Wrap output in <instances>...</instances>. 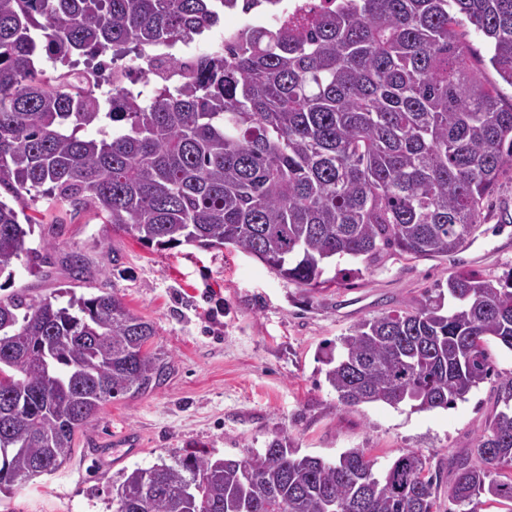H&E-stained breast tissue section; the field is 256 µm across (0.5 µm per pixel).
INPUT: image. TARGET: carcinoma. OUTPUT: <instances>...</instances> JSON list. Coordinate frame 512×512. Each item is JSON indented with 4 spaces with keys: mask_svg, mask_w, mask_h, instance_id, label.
I'll list each match as a JSON object with an SVG mask.
<instances>
[{
    "mask_svg": "<svg viewBox=\"0 0 512 512\" xmlns=\"http://www.w3.org/2000/svg\"><path fill=\"white\" fill-rule=\"evenodd\" d=\"M238 0H0V190L45 198L156 246L232 245L302 288L341 286L326 266L370 270L391 255H446L468 242L505 166L512 106L470 61L512 86V0H331L276 26L242 27L234 45L166 74L116 104L102 95L112 52L148 63L220 25ZM0 199V274L48 254L25 245L36 219ZM361 268V269H363ZM356 268L354 272L359 273ZM60 304L0 299V358L17 381L0 404L34 402L0 458V494L71 456L75 435L119 395L162 386L168 357L153 325L115 295L66 291ZM512 351V273L460 272L416 307L354 324L336 339L326 378L345 408L381 402L449 408L488 380L485 344ZM503 408L452 461L448 501L512 504V377ZM440 470L418 452L385 470L363 448L333 461L275 437L241 459L194 452L136 467L113 488V512H433ZM153 480L148 498L141 486Z\"/></svg>",
    "mask_w": 512,
    "mask_h": 512,
    "instance_id": "1",
    "label": "carcinoma"
}]
</instances>
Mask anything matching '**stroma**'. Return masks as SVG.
<instances>
[{"mask_svg": "<svg viewBox=\"0 0 512 512\" xmlns=\"http://www.w3.org/2000/svg\"><path fill=\"white\" fill-rule=\"evenodd\" d=\"M27 244L52 242L40 275L17 265L0 276V298L40 300L71 290L105 292L153 324L151 351L172 358L167 382L106 403L76 434L70 459L50 475L0 494V512H112V487L123 472L190 452L239 459L289 436L301 453L333 459L367 449L378 468L408 450L441 471L437 512H448L450 462L472 447L501 410L497 380L512 376V351L488 341L494 379L449 409L416 411L383 403L347 409L326 379L337 337L363 319L414 307L454 272L495 279L512 270V169L482 206L475 237L448 255H395L346 285L312 292L233 246H145L101 223L39 200ZM131 433L138 450L103 464L101 454Z\"/></svg>", "mask_w": 512, "mask_h": 512, "instance_id": "obj_1", "label": "stroma"}]
</instances>
